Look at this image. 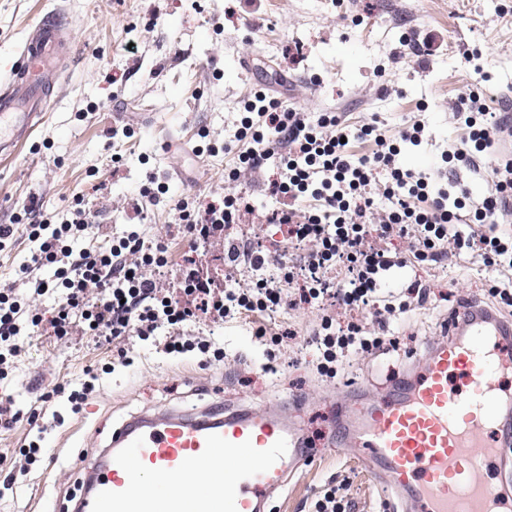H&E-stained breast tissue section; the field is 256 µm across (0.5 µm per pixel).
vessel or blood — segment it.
Here are the masks:
<instances>
[{"instance_id": "1", "label": "vessel or blood", "mask_w": 512, "mask_h": 512, "mask_svg": "<svg viewBox=\"0 0 512 512\" xmlns=\"http://www.w3.org/2000/svg\"><path fill=\"white\" fill-rule=\"evenodd\" d=\"M65 33L34 23L0 82V160L14 159L43 123ZM399 397L361 406L336 447L357 450L405 512H512L493 481L512 417V323L469 303ZM316 450L283 406L193 415L161 409L125 422L83 463L74 512H267L271 495ZM181 483H172V476Z\"/></svg>"}]
</instances>
